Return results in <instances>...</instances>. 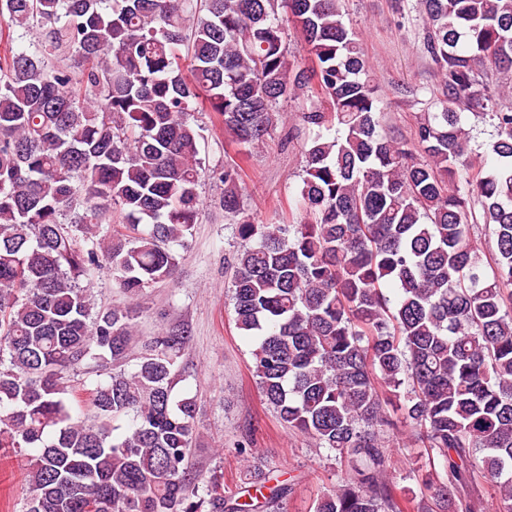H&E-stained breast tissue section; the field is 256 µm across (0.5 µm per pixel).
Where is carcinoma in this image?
Returning <instances> with one entry per match:
<instances>
[{
	"mask_svg": "<svg viewBox=\"0 0 512 512\" xmlns=\"http://www.w3.org/2000/svg\"><path fill=\"white\" fill-rule=\"evenodd\" d=\"M342 0H0V448L26 456L23 512H278L291 493L192 473L197 402L173 396L187 337H151L135 371L82 397L87 360L122 362L132 308L95 309L108 273L131 298L174 279L197 223L199 133L213 113L240 150L280 103L316 87L315 132L288 224H252L238 165L224 218L252 244L231 279L261 395L344 465L313 512H414L389 477L400 424L429 512H476L495 486L512 512V106L482 75H512V0H416L436 67L410 140L381 126V94ZM308 64L289 59L284 23ZM488 120L493 167L473 165L458 109ZM494 238L474 244L472 208ZM396 290L390 296V290ZM92 412L89 425L74 410ZM130 418L125 430L114 420Z\"/></svg>",
	"mask_w": 512,
	"mask_h": 512,
	"instance_id": "1",
	"label": "carcinoma"
}]
</instances>
